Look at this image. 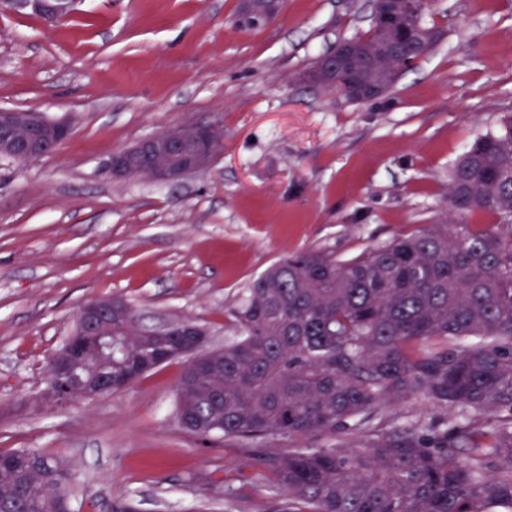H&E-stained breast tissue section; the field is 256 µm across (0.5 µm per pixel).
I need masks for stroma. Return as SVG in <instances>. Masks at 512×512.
Returning <instances> with one entry per match:
<instances>
[{
  "mask_svg": "<svg viewBox=\"0 0 512 512\" xmlns=\"http://www.w3.org/2000/svg\"><path fill=\"white\" fill-rule=\"evenodd\" d=\"M239 0H77L48 22L0 13V107L68 122L27 164L0 158V449L35 448L75 476L73 512H269L267 457L362 445L365 427L251 454L202 441L174 413L182 365L75 406L40 402L46 361L97 298L141 324L190 320L236 340L249 284L286 253L339 261L444 223L448 173L512 110V0H435L444 37L383 98L353 102L304 80L371 27L370 0H284L244 30ZM187 121L224 126L213 165L174 183L114 178L113 154ZM448 418L420 399L370 425Z\"/></svg>",
  "mask_w": 512,
  "mask_h": 512,
  "instance_id": "35a3bbf8",
  "label": "stroma"
}]
</instances>
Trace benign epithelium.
Segmentation results:
<instances>
[{"mask_svg":"<svg viewBox=\"0 0 512 512\" xmlns=\"http://www.w3.org/2000/svg\"><path fill=\"white\" fill-rule=\"evenodd\" d=\"M74 0H0V12L30 11L51 22L67 14ZM283 0H239L235 24L267 27L280 15ZM410 5L416 14L424 11L425 0H389L385 9L373 15L372 25L387 38L402 36L397 24ZM438 43L435 31L421 27L417 46L425 54ZM376 55L368 50L361 54L349 42H340L335 50L321 57L319 63L305 74L308 82L317 86L341 84L339 93L350 100L375 101L385 95L377 74L381 67ZM68 130V123L51 121L29 110L0 108V157L16 162H29L47 155L52 142ZM224 142V127L219 123L186 122L164 135H152L133 147L111 157L109 169L116 178L146 177L157 182H177L209 168L222 154L213 147ZM122 300L85 307L78 317L77 330L67 337L65 348L52 353L62 384L56 387L58 403L70 397V380L90 372L99 376L98 382L85 383L84 395L97 399L112 393V355L108 348L112 340V317L122 312Z\"/></svg>","mask_w":512,"mask_h":512,"instance_id":"7a95c632","label":"benign epithelium"}]
</instances>
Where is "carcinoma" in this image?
<instances>
[{
    "instance_id": "1",
    "label": "carcinoma",
    "mask_w": 512,
    "mask_h": 512,
    "mask_svg": "<svg viewBox=\"0 0 512 512\" xmlns=\"http://www.w3.org/2000/svg\"><path fill=\"white\" fill-rule=\"evenodd\" d=\"M450 223L339 262L315 249L254 279L238 339L178 355L137 310L112 320L120 393L183 360L178 423L202 438L333 434L394 403L463 417L442 434L375 427L361 448H290L269 460L273 512H512V120L473 142L448 178ZM504 219L475 231L471 217ZM505 410L497 424L484 414ZM0 512H68L74 474L35 449L0 450Z\"/></svg>"
}]
</instances>
